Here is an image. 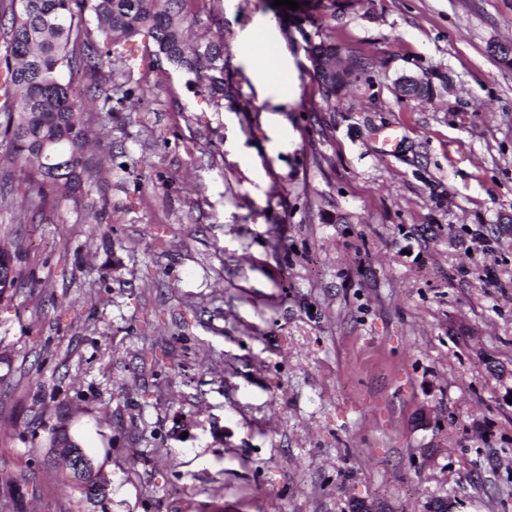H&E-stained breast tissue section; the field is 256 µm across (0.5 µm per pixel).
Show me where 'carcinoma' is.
I'll return each mask as SVG.
<instances>
[{"label": "carcinoma", "instance_id": "obj_1", "mask_svg": "<svg viewBox=\"0 0 512 512\" xmlns=\"http://www.w3.org/2000/svg\"><path fill=\"white\" fill-rule=\"evenodd\" d=\"M9 27L5 32L4 87L6 92L0 134L16 161L23 162L37 177L38 193L64 198L81 190L82 182L96 175L102 161L87 156L86 126L77 114L84 99L71 93L66 75L76 67L90 74L91 100L112 115L115 105L129 99L121 91L112 69V44L118 39L143 36L151 41L153 55L188 76L187 84L208 93L214 103L232 96L230 59L224 56V38L202 37L191 45L187 32L202 13L215 11L213 0H8ZM95 20L94 30L80 31L85 12ZM297 28L307 51L325 59L326 66L314 69L322 98L330 101L350 83L353 70L365 69L361 57L352 67L336 68V43L324 39L320 24L307 31L311 22L306 10L296 15ZM84 36L79 54L69 45ZM53 143L57 152L43 146ZM58 453L69 459L86 458L82 468L68 466L75 488L86 497L105 499L107 488L97 485L100 475L92 458L67 438L56 444Z\"/></svg>", "mask_w": 512, "mask_h": 512}]
</instances>
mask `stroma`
<instances>
[{"mask_svg": "<svg viewBox=\"0 0 512 512\" xmlns=\"http://www.w3.org/2000/svg\"><path fill=\"white\" fill-rule=\"evenodd\" d=\"M269 3L194 28L219 109L115 44L140 102L82 112L112 156L76 200L0 163V512H512V0H368L326 31L368 61L329 104ZM251 34L282 39L262 80ZM59 428L106 499L65 485Z\"/></svg>", "mask_w": 512, "mask_h": 512, "instance_id": "stroma-1", "label": "stroma"}]
</instances>
